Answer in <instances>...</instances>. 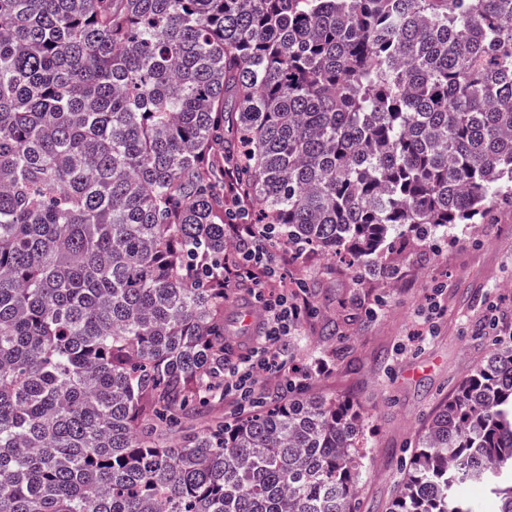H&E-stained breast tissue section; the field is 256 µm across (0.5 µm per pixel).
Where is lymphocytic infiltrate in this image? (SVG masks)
I'll return each mask as SVG.
<instances>
[{
    "label": "lymphocytic infiltrate",
    "mask_w": 512,
    "mask_h": 512,
    "mask_svg": "<svg viewBox=\"0 0 512 512\" xmlns=\"http://www.w3.org/2000/svg\"><path fill=\"white\" fill-rule=\"evenodd\" d=\"M224 194L232 202L227 210L229 221L224 226V233L237 244L233 262L224 267V285L234 287L239 277H247L264 316L260 342L248 353L224 363L228 375L224 390L236 393L243 401L256 391L257 371L285 374L287 363L282 357L280 343L283 337L296 331L302 307L297 290L272 291L271 284L278 278L279 267L278 254L272 248L273 233L267 227L251 222L250 206L236 196L233 177H225Z\"/></svg>",
    "instance_id": "f902f5d3"
}]
</instances>
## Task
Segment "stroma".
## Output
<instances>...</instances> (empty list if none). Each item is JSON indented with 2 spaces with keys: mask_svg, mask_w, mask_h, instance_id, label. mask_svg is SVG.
I'll return each mask as SVG.
<instances>
[{
  "mask_svg": "<svg viewBox=\"0 0 512 512\" xmlns=\"http://www.w3.org/2000/svg\"><path fill=\"white\" fill-rule=\"evenodd\" d=\"M387 273H352L342 257L284 251L287 282L304 281L317 313L281 343L288 377L259 373L267 402L298 390L355 397L364 411L368 472L362 512H385L409 462V445L459 382L486 358L492 319L512 323V206L489 224H459L428 239L401 236ZM329 370H315L318 361ZM238 415L234 395L217 394L182 420L196 433Z\"/></svg>",
  "mask_w": 512,
  "mask_h": 512,
  "instance_id": "obj_1",
  "label": "stroma"
}]
</instances>
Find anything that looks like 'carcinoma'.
<instances>
[{"label":"carcinoma","instance_id":"1","mask_svg":"<svg viewBox=\"0 0 512 512\" xmlns=\"http://www.w3.org/2000/svg\"><path fill=\"white\" fill-rule=\"evenodd\" d=\"M288 246L371 271L512 204V0H0V512H354L352 399L165 444L224 380V163ZM512 512V345L389 512Z\"/></svg>","mask_w":512,"mask_h":512}]
</instances>
